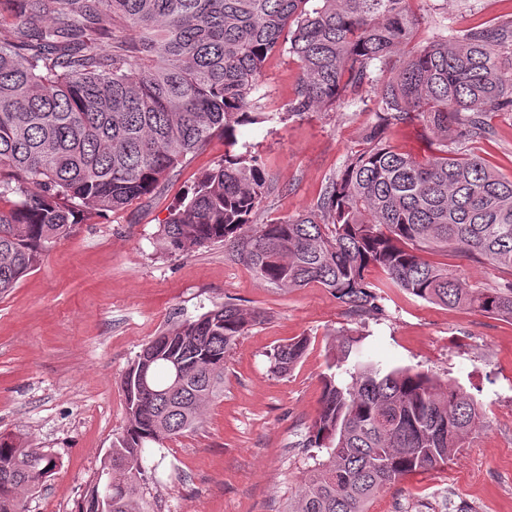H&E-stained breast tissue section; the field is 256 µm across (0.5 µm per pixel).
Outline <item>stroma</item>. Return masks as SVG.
Segmentation results:
<instances>
[{
    "mask_svg": "<svg viewBox=\"0 0 512 512\" xmlns=\"http://www.w3.org/2000/svg\"><path fill=\"white\" fill-rule=\"evenodd\" d=\"M430 30L466 29L512 17V0H412ZM300 70L270 57L256 93L263 111H284ZM375 113L360 103L282 123L240 127L236 152L256 155L271 190L253 216L267 224L317 204ZM489 137L467 148L512 176V112H493ZM390 144L424 160L437 138L422 121L390 127ZM223 137L188 154L150 194L119 211L88 212L40 265L0 296V434L54 454L59 465L26 512H78L106 451L125 426L121 378L142 347L170 326L227 302L261 318L224 361L221 396L198 429L154 446L155 512H284L312 465L303 441L320 409L331 337L361 336V360L410 367L467 392L483 428L443 468L384 489L369 512H512V322L390 292L385 314L354 317L325 288L280 290L260 282L218 242L186 255L163 252L159 234L203 173L224 158ZM474 288L505 280L456 250L427 252ZM310 340L290 373L271 372L274 346Z\"/></svg>",
    "mask_w": 512,
    "mask_h": 512,
    "instance_id": "35a3bbf8",
    "label": "stroma"
}]
</instances>
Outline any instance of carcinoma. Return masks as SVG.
I'll return each instance as SVG.
<instances>
[{
  "label": "carcinoma",
  "instance_id": "1",
  "mask_svg": "<svg viewBox=\"0 0 512 512\" xmlns=\"http://www.w3.org/2000/svg\"><path fill=\"white\" fill-rule=\"evenodd\" d=\"M14 38L0 42V294L35 270L77 216L118 211L151 193L214 136L236 145L239 126L372 103L377 123L316 207L253 224L271 188L248 152H226L164 225L166 253L207 243L274 288L318 283L357 315H381L392 288L448 307L512 321V281L469 288L421 251L453 248L512 275V178L465 149L491 134L490 112H512V19L459 31L427 28L410 0H18ZM53 26H43L45 17ZM133 34L111 41L110 27ZM107 47L90 49L91 34ZM288 49L301 70L284 112H255L268 58ZM437 136L425 161L394 151L384 130L414 118ZM37 191L32 192L28 185ZM16 194L12 201L8 195ZM7 207H2V204ZM378 267L384 279L367 278ZM260 319L233 303L181 322L141 349L121 385L126 426L104 458L94 493L112 512H151L143 453L195 428L218 398L224 360ZM345 335L324 376L306 447L317 460L289 512H368L400 478L448 463L483 425L472 397L406 367L358 359ZM308 348L298 337L269 354L288 374ZM149 403H138L143 383ZM57 467L53 455L0 437V512H24L23 494Z\"/></svg>",
  "mask_w": 512,
  "mask_h": 512
}]
</instances>
